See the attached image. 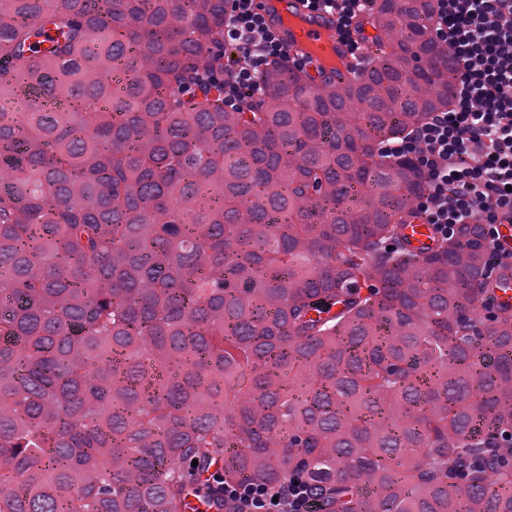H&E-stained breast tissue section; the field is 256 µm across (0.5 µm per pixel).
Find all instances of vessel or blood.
Segmentation results:
<instances>
[{
	"instance_id": "obj_1",
	"label": "vessel or blood",
	"mask_w": 512,
	"mask_h": 512,
	"mask_svg": "<svg viewBox=\"0 0 512 512\" xmlns=\"http://www.w3.org/2000/svg\"><path fill=\"white\" fill-rule=\"evenodd\" d=\"M293 15L306 19L307 24L296 30L281 32L280 38L292 56L309 59L311 71H322L324 75H336L347 79L365 71L369 63L365 53L351 51L337 32V15L321 13L308 8L305 0H288ZM333 52L338 60L336 67H325L321 55ZM402 233L410 248L423 250L434 241L431 225L416 220L404 225ZM491 293L502 305H512V272L502 271L490 280Z\"/></svg>"
}]
</instances>
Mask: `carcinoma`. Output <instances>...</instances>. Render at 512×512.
<instances>
[{"mask_svg":"<svg viewBox=\"0 0 512 512\" xmlns=\"http://www.w3.org/2000/svg\"><path fill=\"white\" fill-rule=\"evenodd\" d=\"M430 11L376 0L368 71L226 112L224 0H0V512L295 471L325 512H512V462L459 466L512 429V306L478 225L402 241L420 184L375 148L448 105Z\"/></svg>","mask_w":512,"mask_h":512,"instance_id":"obj_1","label":"carcinoma"}]
</instances>
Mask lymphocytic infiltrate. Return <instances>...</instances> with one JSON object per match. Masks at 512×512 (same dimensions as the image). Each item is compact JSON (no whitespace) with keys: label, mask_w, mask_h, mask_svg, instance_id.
Segmentation results:
<instances>
[{"label":"lymphocytic infiltrate","mask_w":512,"mask_h":512,"mask_svg":"<svg viewBox=\"0 0 512 512\" xmlns=\"http://www.w3.org/2000/svg\"><path fill=\"white\" fill-rule=\"evenodd\" d=\"M429 29L447 46L454 75L447 107L395 141L380 144L388 158L411 162L423 191L419 219L436 236L456 237L464 224L479 227L487 277L512 269L503 235L512 226V0H432ZM219 71L197 74L220 87L225 108H250L264 91L270 62L307 67L291 57L255 0H225ZM236 512H321V495L302 476L275 487L225 484Z\"/></svg>","instance_id":"obj_1"}]
</instances>
